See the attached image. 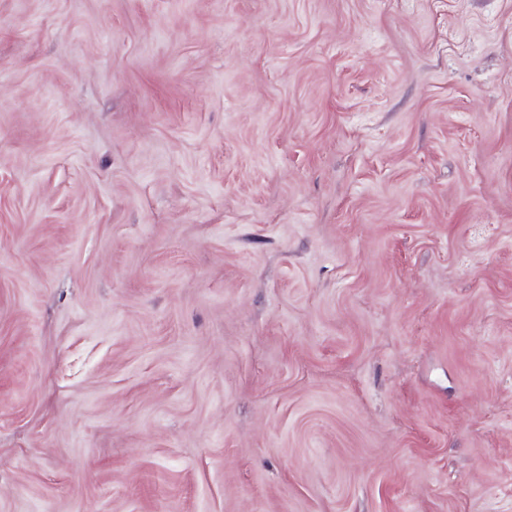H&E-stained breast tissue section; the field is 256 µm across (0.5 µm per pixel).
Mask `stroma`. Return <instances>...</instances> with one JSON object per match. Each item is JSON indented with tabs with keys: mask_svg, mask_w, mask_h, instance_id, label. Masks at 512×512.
Returning a JSON list of instances; mask_svg holds the SVG:
<instances>
[{
	"mask_svg": "<svg viewBox=\"0 0 512 512\" xmlns=\"http://www.w3.org/2000/svg\"><path fill=\"white\" fill-rule=\"evenodd\" d=\"M0 512H512V0H0Z\"/></svg>",
	"mask_w": 512,
	"mask_h": 512,
	"instance_id": "35a3bbf8",
	"label": "stroma"
}]
</instances>
